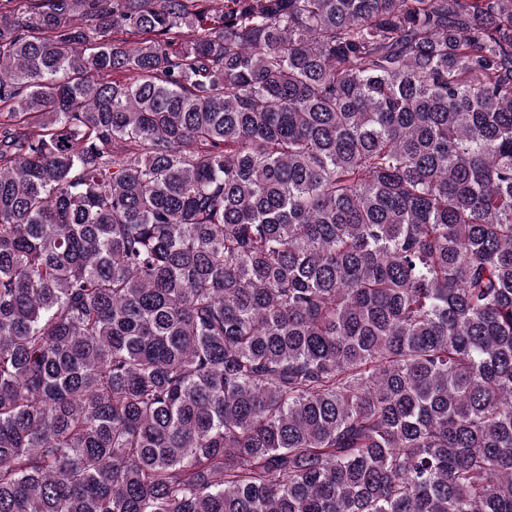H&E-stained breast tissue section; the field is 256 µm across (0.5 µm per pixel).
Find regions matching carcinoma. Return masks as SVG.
<instances>
[{
  "label": "carcinoma",
  "instance_id": "obj_1",
  "mask_svg": "<svg viewBox=\"0 0 512 512\" xmlns=\"http://www.w3.org/2000/svg\"><path fill=\"white\" fill-rule=\"evenodd\" d=\"M0 0V512H512V0Z\"/></svg>",
  "mask_w": 512,
  "mask_h": 512
}]
</instances>
